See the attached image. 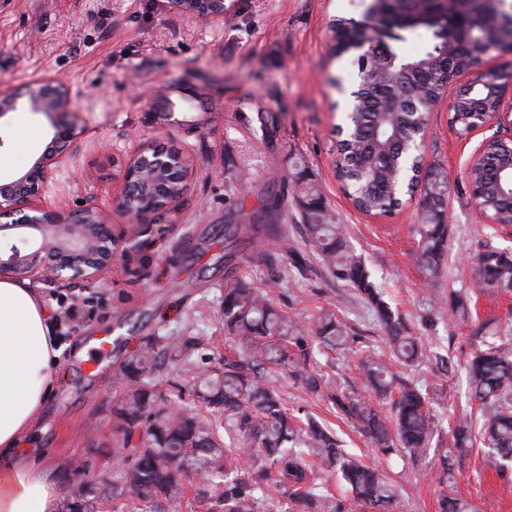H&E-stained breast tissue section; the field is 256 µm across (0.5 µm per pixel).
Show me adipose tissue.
<instances>
[{
    "mask_svg": "<svg viewBox=\"0 0 512 512\" xmlns=\"http://www.w3.org/2000/svg\"><path fill=\"white\" fill-rule=\"evenodd\" d=\"M62 350L36 288L0 277V512H62L68 488L20 442L38 425Z\"/></svg>",
    "mask_w": 512,
    "mask_h": 512,
    "instance_id": "ef3b65f1",
    "label": "adipose tissue"
}]
</instances>
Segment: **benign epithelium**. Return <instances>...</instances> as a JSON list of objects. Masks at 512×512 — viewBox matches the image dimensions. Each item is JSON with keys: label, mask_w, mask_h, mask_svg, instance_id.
Segmentation results:
<instances>
[{"label": "benign epithelium", "mask_w": 512, "mask_h": 512, "mask_svg": "<svg viewBox=\"0 0 512 512\" xmlns=\"http://www.w3.org/2000/svg\"><path fill=\"white\" fill-rule=\"evenodd\" d=\"M452 0H402V7L386 9L396 0H371L361 17L349 19L348 26L358 33L344 46L354 51L362 66L381 59L394 69L400 58L388 40L397 32L416 27L433 28L445 46L456 47L472 32L461 33L448 25V5ZM173 8L213 19L224 17V0H171ZM503 84L484 87L489 98L498 103L492 119L509 116L502 103ZM24 106L30 112L48 116L56 129L45 150L28 171L0 180V215L20 217L1 224L0 232L13 230L23 243L33 241L29 251L17 245L0 246V273L27 276L49 288L63 290L84 281H92L112 264V234L101 213L84 209L78 213L59 212L39 203L42 189L56 168L68 157L76 139L72 100L68 85L58 78H41L22 90L0 92V118ZM186 158L155 142L135 150L128 158L118 208L124 219L135 224H150L160 213L170 211L186 189Z\"/></svg>", "instance_id": "benign-epithelium-1"}]
</instances>
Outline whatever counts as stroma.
<instances>
[{
    "label": "stroma",
    "instance_id": "stroma-1",
    "mask_svg": "<svg viewBox=\"0 0 512 512\" xmlns=\"http://www.w3.org/2000/svg\"><path fill=\"white\" fill-rule=\"evenodd\" d=\"M368 0H225L213 20L176 10L170 0H0V92L57 77L71 90L78 137L43 196L62 211L103 212L119 246L103 281L40 294L63 347L41 424L24 447L50 467L94 464L96 502L106 501L117 461L112 456L113 366L141 337L191 332L198 356L211 366L228 354L221 285L242 276L273 290L296 320L311 325L320 309L335 311L371 350H387L371 310L320 263L299 272L287 257L268 258L263 240L224 258V226L253 223L276 210L289 239L300 237L297 171L319 186L325 201L362 253L385 299L422 336L427 360L410 377L428 388L435 434L422 461H380L345 420L305 390L284 396L301 414L334 429L365 463H383L396 486L397 512H437L435 472L448 448L449 415L470 409L459 337L469 326L436 298L472 286L474 256L484 246L512 250V224L487 223L472 207L465 169L487 137L512 138V124L488 123L459 134L451 122L456 85L431 109L427 161L448 174L444 220L448 251L439 287L414 259L418 200L381 215L358 212L336 177L339 94L350 84L356 53L336 55V19L359 17ZM55 128L24 109L0 119V172L16 175L52 140ZM182 151L192 174L174 211L151 224L123 223L115 210L129 154L155 138ZM81 317L68 321L67 310ZM113 337L104 366L86 375L72 349ZM460 495L480 512H512V472L497 474L475 448L455 473Z\"/></svg>",
    "mask_w": 512,
    "mask_h": 512
}]
</instances>
